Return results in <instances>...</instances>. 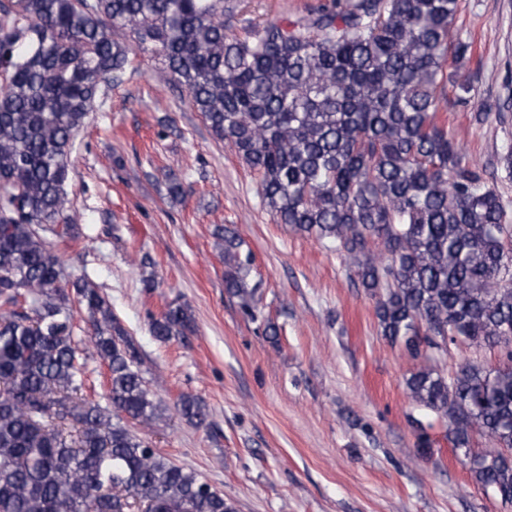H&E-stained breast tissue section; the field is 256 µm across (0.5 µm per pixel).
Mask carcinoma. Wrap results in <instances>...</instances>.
<instances>
[{"label": "carcinoma", "mask_w": 512, "mask_h": 512, "mask_svg": "<svg viewBox=\"0 0 512 512\" xmlns=\"http://www.w3.org/2000/svg\"><path fill=\"white\" fill-rule=\"evenodd\" d=\"M240 11L241 0H0V512H237L132 430L161 416L136 349L45 239L77 228L74 137L138 52L257 176L274 222L348 264L381 334L416 361L411 398L446 421L475 483L512 505V224L441 115L448 96L474 97L458 75L470 45L452 40L458 0H321L236 33ZM213 236L224 288L251 315L252 252L234 228ZM191 325L174 300L149 330L165 342ZM85 341L107 368L100 401L86 394ZM453 345L498 362L444 374L432 362ZM177 410L209 418L192 394Z\"/></svg>", "instance_id": "obj_1"}]
</instances>
